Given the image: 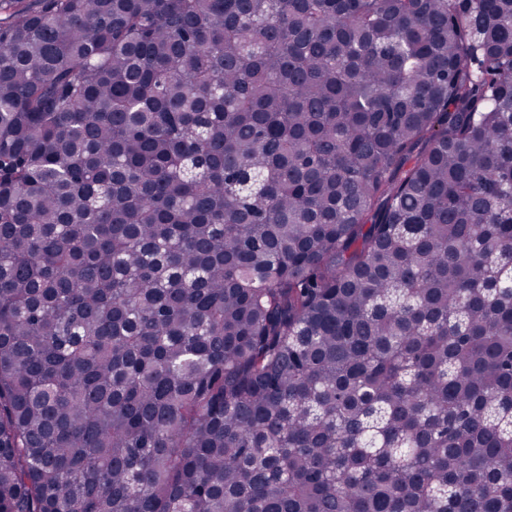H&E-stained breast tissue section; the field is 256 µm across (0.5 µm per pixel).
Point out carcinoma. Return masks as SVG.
<instances>
[{
  "instance_id": "1",
  "label": "carcinoma",
  "mask_w": 512,
  "mask_h": 512,
  "mask_svg": "<svg viewBox=\"0 0 512 512\" xmlns=\"http://www.w3.org/2000/svg\"><path fill=\"white\" fill-rule=\"evenodd\" d=\"M0 512H512V0H0Z\"/></svg>"
}]
</instances>
